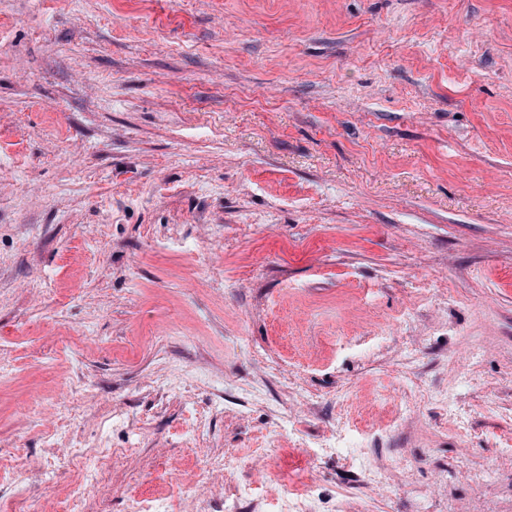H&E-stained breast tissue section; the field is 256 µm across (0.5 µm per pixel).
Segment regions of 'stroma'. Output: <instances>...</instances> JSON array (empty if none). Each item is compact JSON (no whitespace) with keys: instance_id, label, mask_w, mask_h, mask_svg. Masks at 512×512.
Segmentation results:
<instances>
[{"instance_id":"35a3bbf8","label":"stroma","mask_w":512,"mask_h":512,"mask_svg":"<svg viewBox=\"0 0 512 512\" xmlns=\"http://www.w3.org/2000/svg\"><path fill=\"white\" fill-rule=\"evenodd\" d=\"M1 158L0 512H512V0H0Z\"/></svg>"}]
</instances>
